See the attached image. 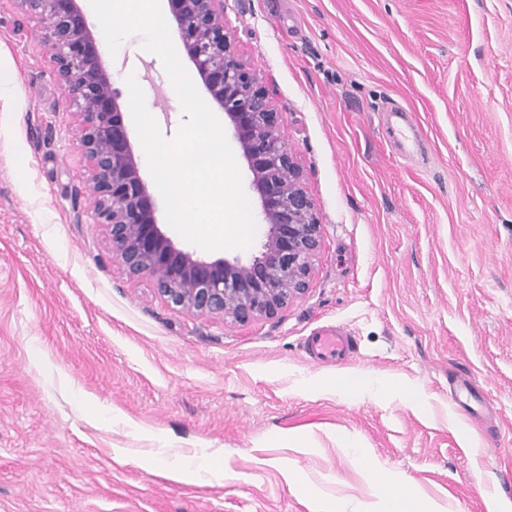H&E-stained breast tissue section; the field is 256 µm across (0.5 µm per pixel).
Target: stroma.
<instances>
[{
  "mask_svg": "<svg viewBox=\"0 0 512 512\" xmlns=\"http://www.w3.org/2000/svg\"><path fill=\"white\" fill-rule=\"evenodd\" d=\"M224 17L322 224L305 294L244 325L127 277L34 24L0 0V512H366L376 464L438 512H487L488 490L512 505V0H224ZM104 60L121 105L135 79L175 138L188 116L161 110L172 83L143 36ZM394 105L416 119L406 153ZM334 328L354 350L318 361ZM348 374L387 387L352 399Z\"/></svg>",
  "mask_w": 512,
  "mask_h": 512,
  "instance_id": "35a3bbf8",
  "label": "stroma"
}]
</instances>
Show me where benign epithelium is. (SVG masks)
<instances>
[{
	"mask_svg": "<svg viewBox=\"0 0 512 512\" xmlns=\"http://www.w3.org/2000/svg\"><path fill=\"white\" fill-rule=\"evenodd\" d=\"M36 25L54 76L74 108L76 146L87 162L84 193L129 278L148 277L172 308L245 324L273 319L309 286L322 224L301 167L281 136L282 113L224 22V0H166L182 51L251 175L265 227L251 260H205L177 244L157 217L101 39L81 0H13Z\"/></svg>",
	"mask_w": 512,
	"mask_h": 512,
	"instance_id": "benign-epithelium-1",
	"label": "benign epithelium"
}]
</instances>
